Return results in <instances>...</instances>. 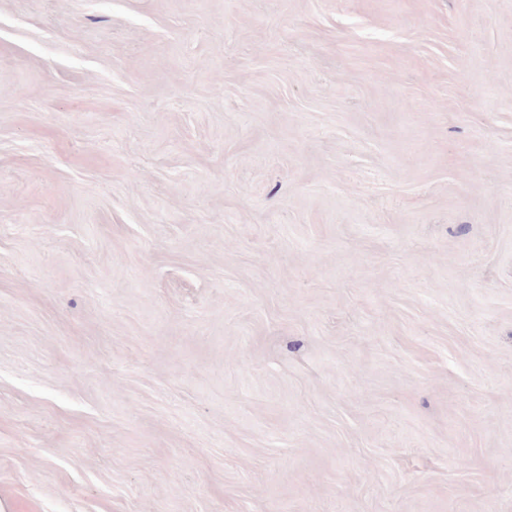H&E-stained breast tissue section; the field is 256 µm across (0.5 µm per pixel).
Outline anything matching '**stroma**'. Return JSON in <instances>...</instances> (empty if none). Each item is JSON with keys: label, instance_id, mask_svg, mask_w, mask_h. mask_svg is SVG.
<instances>
[{"label": "stroma", "instance_id": "obj_1", "mask_svg": "<svg viewBox=\"0 0 512 512\" xmlns=\"http://www.w3.org/2000/svg\"><path fill=\"white\" fill-rule=\"evenodd\" d=\"M7 512H512V0H0Z\"/></svg>", "mask_w": 512, "mask_h": 512}]
</instances>
